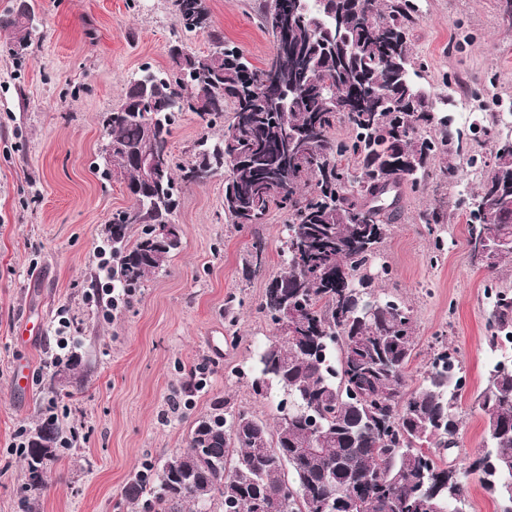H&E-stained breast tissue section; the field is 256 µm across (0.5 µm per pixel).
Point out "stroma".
<instances>
[{"mask_svg":"<svg viewBox=\"0 0 512 512\" xmlns=\"http://www.w3.org/2000/svg\"><path fill=\"white\" fill-rule=\"evenodd\" d=\"M39 18L32 45L17 59L0 33V512H133L124 488L145 459L161 460L186 448L197 417L213 403L272 421L275 398L254 394L240 372L251 365L274 326L256 310L280 257L287 212L240 230L224 220V179L186 188L173 221L182 246L166 272L151 278L130 304L111 317L91 307L86 294L98 275L102 230L131 198L123 183H101L103 112L123 99L143 64L165 69L175 39L205 51L204 33L181 34L171 0H29ZM263 0H207L215 28L255 66L272 54L259 22ZM414 52L423 62L417 81L430 93L448 89L457 111L481 117L493 104L512 108V28L499 0H422ZM494 76L488 96L472 88ZM480 139L462 145L459 180H436L404 190L403 218L381 246L391 269L383 291L409 303L417 325L418 374L436 336L444 335L466 375L463 423L447 462L462 466L485 446L476 405L498 352L486 330L488 275L471 260L464 199L480 172L468 158L484 151ZM448 201L445 250L430 262L431 243L418 220L430 202ZM266 244L260 272L244 279L253 238ZM232 293L245 304L224 316ZM68 318L75 350L89 369L81 390L48 399L44 363L55 349L54 327ZM210 362L206 386L185 398L191 369ZM33 370L30 390L17 389L16 365ZM54 411L82 434L48 466L44 487L26 488L17 446L38 410Z\"/></svg>","mask_w":512,"mask_h":512,"instance_id":"1","label":"stroma"}]
</instances>
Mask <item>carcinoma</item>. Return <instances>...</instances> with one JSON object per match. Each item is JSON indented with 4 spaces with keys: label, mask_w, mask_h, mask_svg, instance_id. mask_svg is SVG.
<instances>
[{
    "label": "carcinoma",
    "mask_w": 512,
    "mask_h": 512,
    "mask_svg": "<svg viewBox=\"0 0 512 512\" xmlns=\"http://www.w3.org/2000/svg\"><path fill=\"white\" fill-rule=\"evenodd\" d=\"M264 0L260 24L273 37L271 61L278 82L264 81L211 20L207 0H173L176 22L188 33H207L210 50L197 53L181 40L171 66L147 65L128 85L109 127L120 151L95 165L99 180L125 184L132 204L112 214L103 229L111 257L110 278L134 294L179 252L182 239L159 247L157 224L172 223L182 190L206 183L205 170L225 172L224 158L239 165L224 176V219L248 227L256 206L288 211L281 240L283 271L272 278L257 310L279 331L257 354L251 387L259 379L277 387L275 423L217 403L199 416L187 449L157 463L147 461L125 487L141 512H465L468 487L477 478L494 495L499 512H512V359L488 372L476 404L490 449L466 467L447 466L441 452L457 444L463 387L448 375L454 351L444 340L433 347L418 383H408L416 357L412 308L376 289L370 259L389 236L404 186L421 187L432 174L457 182V131L448 110L410 78L421 66L413 52L419 0ZM10 51L22 57L32 44L31 26L8 12L0 16ZM294 92L280 111L258 106L269 93ZM194 96L215 103L195 115L205 130L194 160L174 164L159 180L138 183L137 153L148 140L169 145L172 128ZM231 117L224 120L225 109ZM347 125L345 138L333 128ZM219 127L215 135L213 127ZM480 127L492 162L471 197L467 224L472 260L484 240L512 239V136ZM420 223L441 252L438 233L448 209L431 205ZM139 234H133L135 228ZM264 243L252 242L243 273L262 266ZM512 265V245L486 266L489 281ZM486 327L491 346L512 337V294L488 288ZM306 303L296 335L281 331L289 303ZM82 385L87 371L78 354L53 365ZM75 427L40 413L27 430L23 461L27 485L45 484L46 461Z\"/></svg>",
    "instance_id": "1"
}]
</instances>
